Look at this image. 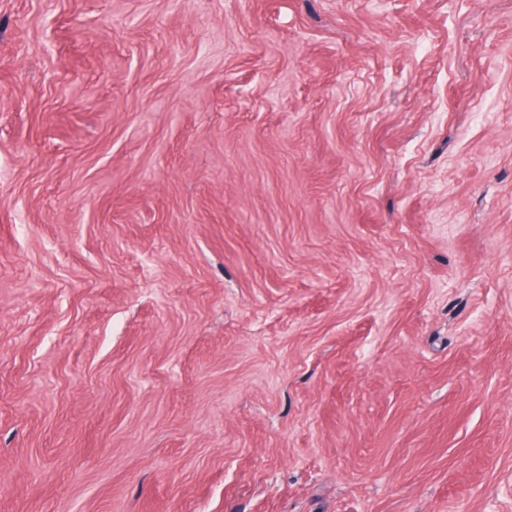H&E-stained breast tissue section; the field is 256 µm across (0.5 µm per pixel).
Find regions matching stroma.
Instances as JSON below:
<instances>
[{"mask_svg":"<svg viewBox=\"0 0 512 512\" xmlns=\"http://www.w3.org/2000/svg\"><path fill=\"white\" fill-rule=\"evenodd\" d=\"M512 0H0V512H512Z\"/></svg>","mask_w":512,"mask_h":512,"instance_id":"obj_1","label":"stroma"}]
</instances>
